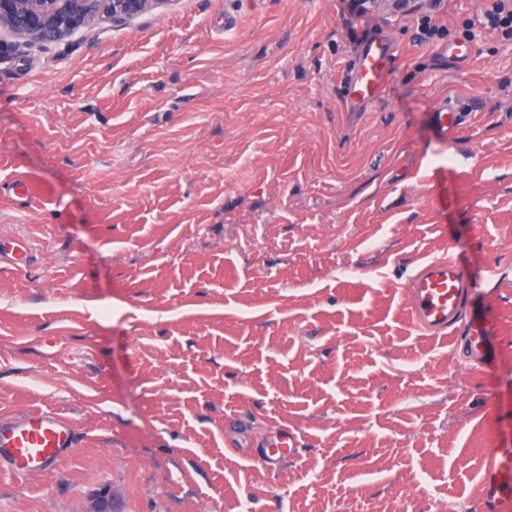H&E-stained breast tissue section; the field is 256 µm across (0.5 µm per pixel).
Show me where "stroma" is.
Segmentation results:
<instances>
[{
  "label": "stroma",
  "mask_w": 512,
  "mask_h": 512,
  "mask_svg": "<svg viewBox=\"0 0 512 512\" xmlns=\"http://www.w3.org/2000/svg\"><path fill=\"white\" fill-rule=\"evenodd\" d=\"M489 0H170L0 58V419H70L42 476L0 470V512H484L512 448V38ZM440 31L425 38L424 11ZM402 50L344 111L349 29ZM470 44L442 67L434 49ZM465 101L454 147L431 107ZM34 186L28 207L8 192ZM464 263L493 358L422 335L420 260ZM246 418L248 430L232 426ZM294 429L271 474L252 438ZM29 245L22 238L0 240V262L7 260L15 267L26 265L29 261ZM481 500L486 511H512V448L487 450Z\"/></svg>",
  "instance_id": "35a3bbf8"
}]
</instances>
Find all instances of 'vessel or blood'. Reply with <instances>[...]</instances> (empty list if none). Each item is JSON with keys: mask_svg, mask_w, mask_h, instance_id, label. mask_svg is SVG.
<instances>
[{"mask_svg": "<svg viewBox=\"0 0 512 512\" xmlns=\"http://www.w3.org/2000/svg\"><path fill=\"white\" fill-rule=\"evenodd\" d=\"M399 53L385 37L373 34L358 40L352 58L340 74L346 107L353 111L379 101L387 85L390 68ZM440 60L460 65L469 61L472 49L459 42L439 46ZM435 127L446 146H454L460 126L461 107L450 98L433 109ZM30 258L26 240H0V262L20 267ZM470 280L464 266L451 258L423 263L407 284L409 313L425 335L458 337L466 359L482 366L490 359V330L481 315L467 310ZM77 443L69 419L52 411L30 412L21 420H0V467L18 477L52 471ZM257 458L270 471L295 457L300 448L296 432L284 429L254 439ZM481 500L486 512H512V448H491L481 480Z\"/></svg>", "mask_w": 512, "mask_h": 512, "instance_id": "obj_1", "label": "vessel or blood"}]
</instances>
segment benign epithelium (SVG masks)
<instances>
[{
    "label": "benign epithelium",
    "instance_id": "benign-epithelium-1",
    "mask_svg": "<svg viewBox=\"0 0 512 512\" xmlns=\"http://www.w3.org/2000/svg\"><path fill=\"white\" fill-rule=\"evenodd\" d=\"M168 0H0V26L30 43L77 34L94 18L122 26Z\"/></svg>",
    "mask_w": 512,
    "mask_h": 512
}]
</instances>
